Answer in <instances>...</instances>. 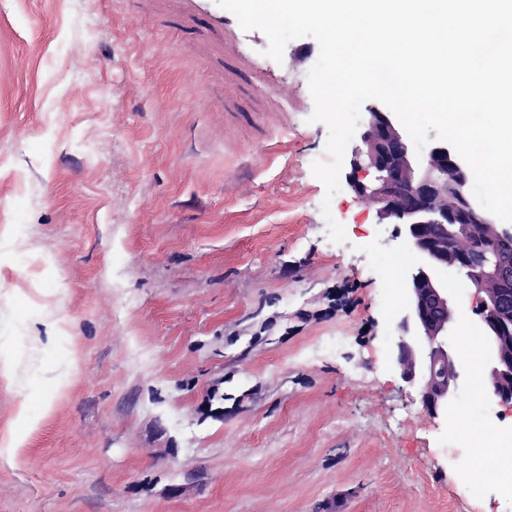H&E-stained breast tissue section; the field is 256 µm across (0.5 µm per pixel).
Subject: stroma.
Wrapping results in <instances>:
<instances>
[{"instance_id":"35a3bbf8","label":"stroma","mask_w":512,"mask_h":512,"mask_svg":"<svg viewBox=\"0 0 512 512\" xmlns=\"http://www.w3.org/2000/svg\"><path fill=\"white\" fill-rule=\"evenodd\" d=\"M173 8L0 0V437L42 418L0 512H512L390 361L413 256L348 185L371 171L312 173L317 40L233 84Z\"/></svg>"}]
</instances>
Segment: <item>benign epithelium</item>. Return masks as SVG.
Returning <instances> with one entry per match:
<instances>
[{
    "mask_svg": "<svg viewBox=\"0 0 512 512\" xmlns=\"http://www.w3.org/2000/svg\"><path fill=\"white\" fill-rule=\"evenodd\" d=\"M351 165L374 171L371 182L353 176L348 185L381 218L400 225L397 237L414 255L402 276L392 349L404 383L433 417L454 415L461 357L448 336L469 324L455 317L443 272L467 267L489 352L484 374L493 396L512 403V225L497 223L478 203L472 171L450 144L434 140L416 153L405 128L379 101L367 107ZM474 239L488 248L470 249Z\"/></svg>",
    "mask_w": 512,
    "mask_h": 512,
    "instance_id": "1",
    "label": "benign epithelium"
}]
</instances>
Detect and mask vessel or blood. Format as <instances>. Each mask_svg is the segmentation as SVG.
Returning a JSON list of instances; mask_svg holds the SVG:
<instances>
[{
	"instance_id": "1",
	"label": "vessel or blood",
	"mask_w": 512,
	"mask_h": 512,
	"mask_svg": "<svg viewBox=\"0 0 512 512\" xmlns=\"http://www.w3.org/2000/svg\"><path fill=\"white\" fill-rule=\"evenodd\" d=\"M176 10L186 24L206 19L212 43L217 49L228 50L234 58V65L229 70L231 77L247 75L261 85L273 83L274 78L264 65L243 48L238 21L225 18L223 8L216 0H176Z\"/></svg>"
}]
</instances>
